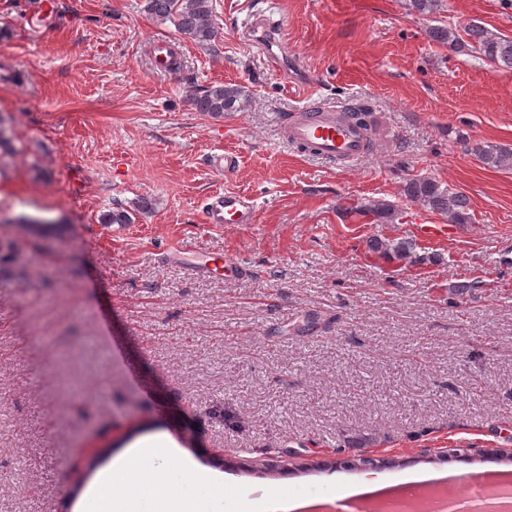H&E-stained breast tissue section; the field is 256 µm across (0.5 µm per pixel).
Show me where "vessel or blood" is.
<instances>
[{"mask_svg":"<svg viewBox=\"0 0 512 512\" xmlns=\"http://www.w3.org/2000/svg\"><path fill=\"white\" fill-rule=\"evenodd\" d=\"M252 47L265 53L279 71H287L291 62L284 26L256 18L248 28ZM287 145L313 157L336 163H353L369 153L370 146L360 125L345 117L344 110L307 104L301 118L287 126ZM206 223L252 224L256 206L252 198L235 193H218L203 206Z\"/></svg>","mask_w":512,"mask_h":512,"instance_id":"vessel-or-blood-1","label":"vessel or blood"}]
</instances>
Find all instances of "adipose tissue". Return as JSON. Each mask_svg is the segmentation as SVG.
<instances>
[{
	"label": "adipose tissue",
	"mask_w": 512,
	"mask_h": 512,
	"mask_svg": "<svg viewBox=\"0 0 512 512\" xmlns=\"http://www.w3.org/2000/svg\"><path fill=\"white\" fill-rule=\"evenodd\" d=\"M222 484L169 442L151 438L126 449L102 468L81 512H223Z\"/></svg>",
	"instance_id": "1"
}]
</instances>
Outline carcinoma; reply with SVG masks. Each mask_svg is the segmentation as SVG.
<instances>
[{
	"instance_id": "1",
	"label": "carcinoma",
	"mask_w": 512,
	"mask_h": 512,
	"mask_svg": "<svg viewBox=\"0 0 512 512\" xmlns=\"http://www.w3.org/2000/svg\"><path fill=\"white\" fill-rule=\"evenodd\" d=\"M407 7L411 14L430 16L440 11L442 0H409ZM147 9L157 19L171 23L177 35L199 46L212 45L218 36L212 0H148ZM429 34L432 39L448 44L455 52H475L499 68L512 70V37L493 33L475 22L465 27V40L459 37L456 30L446 26H434ZM189 100L195 111L215 118L224 116L226 112H245L250 105L247 91L242 85L223 84L202 90L192 89ZM471 151L486 167L512 169V148L479 142L471 147ZM403 192L410 200L445 216L450 224L472 223L466 195L453 187H444L428 178H411L406 181ZM152 209L151 200L140 198L133 203L131 211L121 205L112 208L103 216L102 222L131 224L132 212L148 213ZM359 212L385 221H392L396 217L395 211L383 203L364 205ZM369 250L404 262L413 258V244L409 241L372 239Z\"/></svg>"
}]
</instances>
